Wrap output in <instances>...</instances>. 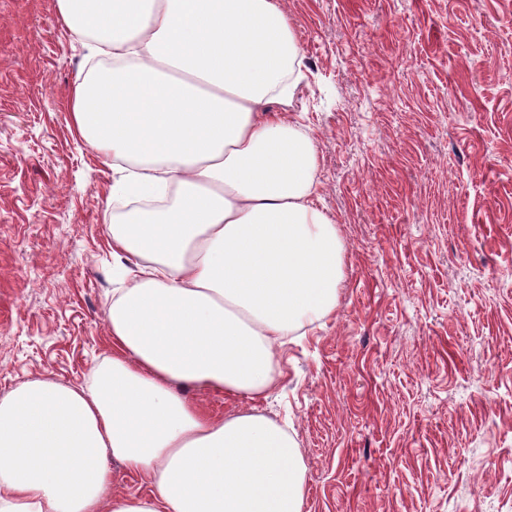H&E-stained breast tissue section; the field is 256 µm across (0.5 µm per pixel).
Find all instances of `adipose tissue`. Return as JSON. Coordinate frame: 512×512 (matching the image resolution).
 Wrapping results in <instances>:
<instances>
[{
  "mask_svg": "<svg viewBox=\"0 0 512 512\" xmlns=\"http://www.w3.org/2000/svg\"><path fill=\"white\" fill-rule=\"evenodd\" d=\"M115 65L71 108L110 159V354L76 389L0 395V512H302L286 426L254 408L278 349L336 308L344 245L318 207V157L286 118L304 77L279 0H58ZM251 408L217 419L188 390ZM122 461L150 491H113Z\"/></svg>",
  "mask_w": 512,
  "mask_h": 512,
  "instance_id": "1",
  "label": "adipose tissue"
}]
</instances>
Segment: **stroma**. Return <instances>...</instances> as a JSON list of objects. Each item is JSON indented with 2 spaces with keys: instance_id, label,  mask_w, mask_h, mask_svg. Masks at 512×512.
<instances>
[{
  "instance_id": "35a3bbf8",
  "label": "stroma",
  "mask_w": 512,
  "mask_h": 512,
  "mask_svg": "<svg viewBox=\"0 0 512 512\" xmlns=\"http://www.w3.org/2000/svg\"><path fill=\"white\" fill-rule=\"evenodd\" d=\"M281 2L345 246L256 404L293 423L303 512H512V0ZM91 62L57 0H0V394L109 352L112 171L69 112Z\"/></svg>"
}]
</instances>
